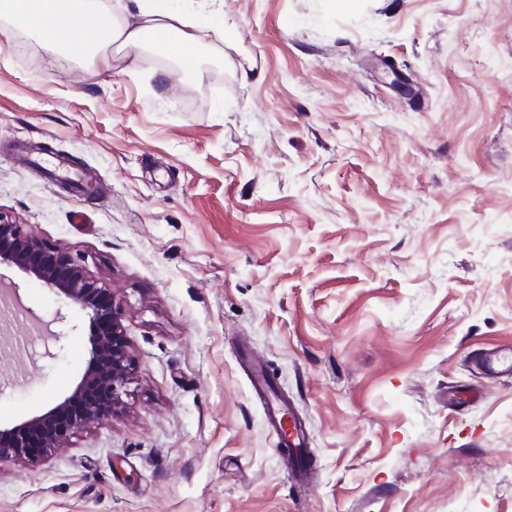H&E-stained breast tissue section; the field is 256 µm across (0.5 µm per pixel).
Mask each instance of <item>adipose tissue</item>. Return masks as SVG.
Wrapping results in <instances>:
<instances>
[{
	"instance_id": "adipose-tissue-1",
	"label": "adipose tissue",
	"mask_w": 512,
	"mask_h": 512,
	"mask_svg": "<svg viewBox=\"0 0 512 512\" xmlns=\"http://www.w3.org/2000/svg\"><path fill=\"white\" fill-rule=\"evenodd\" d=\"M223 20V0H0V35L23 30L65 52L76 32L89 30L85 53L103 66L112 62L111 45L137 48L156 34L174 54L193 52L200 29Z\"/></svg>"
}]
</instances>
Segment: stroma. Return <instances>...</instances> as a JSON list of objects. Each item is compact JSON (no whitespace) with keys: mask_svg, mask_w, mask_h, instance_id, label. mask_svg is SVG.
<instances>
[{"mask_svg":"<svg viewBox=\"0 0 512 512\" xmlns=\"http://www.w3.org/2000/svg\"><path fill=\"white\" fill-rule=\"evenodd\" d=\"M193 55L0 39V213L124 307L121 412L0 464V512H512V0H224ZM202 71L177 90L162 71ZM103 185L84 198L12 149ZM0 425L79 382L83 311L17 269ZM63 320H56V313ZM61 334L57 358L45 334ZM304 424L302 483L238 355ZM482 391L449 405V387ZM471 364L478 370L494 376L512 375V355L487 352L473 355Z\"/></svg>","mask_w":512,"mask_h":512,"instance_id":"1","label":"stroma"}]
</instances>
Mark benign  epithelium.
Here are the masks:
<instances>
[{"label":"benign epithelium","mask_w":512,"mask_h":512,"mask_svg":"<svg viewBox=\"0 0 512 512\" xmlns=\"http://www.w3.org/2000/svg\"><path fill=\"white\" fill-rule=\"evenodd\" d=\"M15 267L82 310L91 328L85 371L73 389L49 411L0 429V462L32 460L38 448H57L81 429L101 425L121 411L133 358L121 325V302L104 283L89 276L67 251L47 245L0 213V266Z\"/></svg>","instance_id":"1"}]
</instances>
